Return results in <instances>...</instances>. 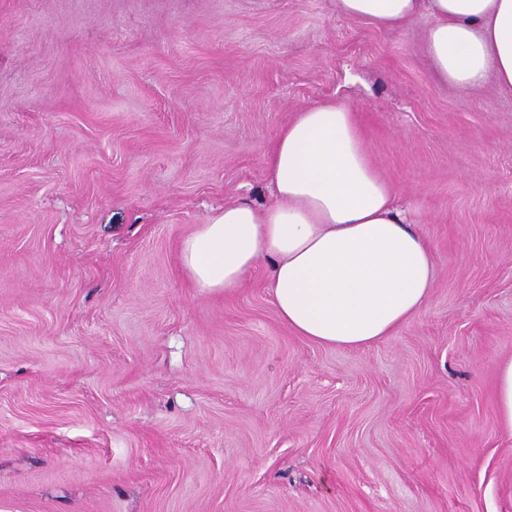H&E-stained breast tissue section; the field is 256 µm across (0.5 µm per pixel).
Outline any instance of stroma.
<instances>
[{
    "mask_svg": "<svg viewBox=\"0 0 512 512\" xmlns=\"http://www.w3.org/2000/svg\"><path fill=\"white\" fill-rule=\"evenodd\" d=\"M430 21L336 0H0V512H512V91L436 76ZM354 113L436 260L366 348L279 319L259 262L179 245L272 203L304 106ZM496 393L499 425L512 433V358L497 365Z\"/></svg>",
    "mask_w": 512,
    "mask_h": 512,
    "instance_id": "obj_1",
    "label": "stroma"
}]
</instances>
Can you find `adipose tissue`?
<instances>
[{
	"instance_id": "obj_1",
	"label": "adipose tissue",
	"mask_w": 512,
	"mask_h": 512,
	"mask_svg": "<svg viewBox=\"0 0 512 512\" xmlns=\"http://www.w3.org/2000/svg\"><path fill=\"white\" fill-rule=\"evenodd\" d=\"M337 11L386 29L427 16L425 49L437 77L478 93L512 89V0H336ZM274 204L225 205L182 241L194 287L237 290L259 261L281 321L322 346L363 348L392 336L426 303L434 254L372 165L352 112L309 105L268 155Z\"/></svg>"
}]
</instances>
